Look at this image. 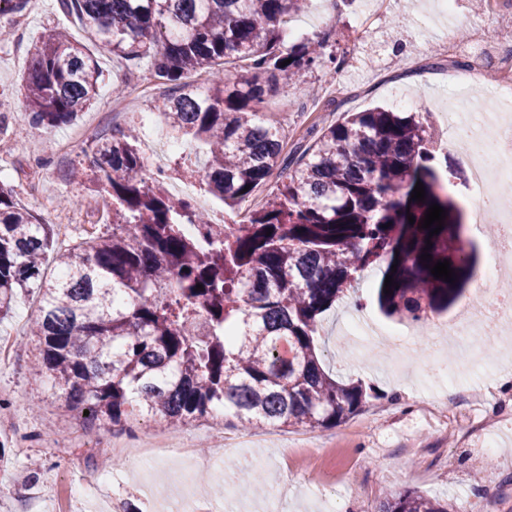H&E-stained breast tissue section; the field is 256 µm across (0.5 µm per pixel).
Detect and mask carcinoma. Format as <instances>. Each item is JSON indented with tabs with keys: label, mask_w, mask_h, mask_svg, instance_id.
<instances>
[{
	"label": "carcinoma",
	"mask_w": 512,
	"mask_h": 512,
	"mask_svg": "<svg viewBox=\"0 0 512 512\" xmlns=\"http://www.w3.org/2000/svg\"><path fill=\"white\" fill-rule=\"evenodd\" d=\"M28 6L0 0V17L21 16ZM59 6L116 58L149 63L168 90L157 105L162 122L206 147V185L230 208L281 162L282 135L263 118L267 95L304 70L344 62L326 51L323 37L286 43L285 18L305 0ZM236 61L246 69L231 84L219 76L201 91L189 82ZM102 76L83 44L51 29L29 50L23 76L30 126L73 124ZM137 141L126 130L97 140L85 177L112 199V229L69 249L55 250L53 225L0 184V319L20 294L40 296L36 373L86 426L140 416L177 426L221 411L244 428L334 427L375 390L326 370L317 346L322 315L369 269L393 278L388 294L380 279L378 308L415 323L448 311L478 275V247L463 235L462 171L440 162L418 112L375 108L321 128L273 200L234 224H212L191 201L148 184L139 176ZM418 181L422 202L411 198ZM432 204L446 215L433 236L421 228ZM51 252L60 273L48 279L43 264ZM424 253L431 259L421 260ZM439 260L450 262L454 282L431 274ZM376 512L453 510L408 489Z\"/></svg>",
	"instance_id": "obj_1"
}]
</instances>
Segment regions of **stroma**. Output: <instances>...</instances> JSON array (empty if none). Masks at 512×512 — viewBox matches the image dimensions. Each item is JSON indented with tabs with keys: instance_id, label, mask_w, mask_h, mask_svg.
Here are the masks:
<instances>
[{
	"instance_id": "35a3bbf8",
	"label": "stroma",
	"mask_w": 512,
	"mask_h": 512,
	"mask_svg": "<svg viewBox=\"0 0 512 512\" xmlns=\"http://www.w3.org/2000/svg\"><path fill=\"white\" fill-rule=\"evenodd\" d=\"M428 9V0H386L379 20L360 41L354 34L355 2L340 7L326 0L321 7L310 0L304 12L289 18L287 30L325 37L333 50L348 56L337 72H303L286 93L288 110L266 113L282 133L284 155L298 158L312 144L314 131L342 121L346 113L394 109L392 80L413 99V111L434 115L439 132L444 123L438 114L449 103L474 111L487 105L496 73L486 67L470 76L469 53L477 34L495 35L491 0H457L448 24L465 38L459 53L438 59L433 72L425 65L446 23L427 21ZM10 23L11 37L0 41V94L12 101L0 119L6 128L0 135V182L47 223L71 220L68 238L58 243L66 249L100 231L112 208L108 196L68 181L67 172L87 164L98 138L113 127L136 125L144 140L156 134L159 127L149 116L161 89L148 66H126L103 46L90 44L104 74L96 100L74 124L35 135L22 88L27 49L47 27L63 26L78 39L83 31L75 17L59 12L57 0H41L38 11ZM116 87L136 102L118 121L108 117ZM181 144L170 156L171 172L196 182L201 209L223 210L203 178L205 148L186 137ZM380 277L379 271L365 272L355 294L325 313L319 326V353L330 371L379 392L346 422L312 431L315 447L324 451L320 457L297 453L302 428L240 430L220 414L178 427L140 417L85 430L47 382L30 371L39 353L38 339L28 330L38 300L27 294L0 320V344L10 349L0 358V436L9 440L8 462L0 466V512H113L116 499L135 503L141 512H174L190 490L213 501L219 512H267L273 502L279 512H375L380 500L408 488L460 507L474 502L477 512H512V324L501 337L495 328L487 330L498 338L493 364L436 373L430 328L413 336L407 322L378 311L373 292ZM356 318L363 330L359 336L349 333ZM435 405L464 422L479 413L501 419L465 436L429 416ZM145 433L171 437L187 456L113 459V442ZM234 434L239 446L224 451L225 436ZM489 437L496 441L493 455L484 447ZM420 442L428 450L423 457L411 453ZM214 455L219 458L214 470L196 469L195 458Z\"/></svg>"
}]
</instances>
